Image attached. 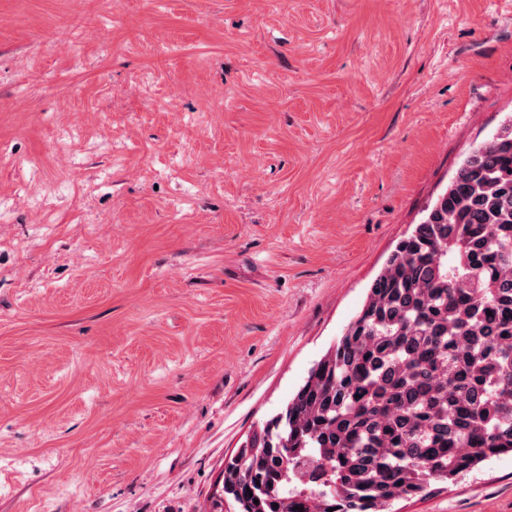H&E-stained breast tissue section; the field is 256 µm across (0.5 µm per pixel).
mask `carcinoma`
I'll return each mask as SVG.
<instances>
[{"label":"carcinoma","instance_id":"carcinoma-1","mask_svg":"<svg viewBox=\"0 0 512 512\" xmlns=\"http://www.w3.org/2000/svg\"><path fill=\"white\" fill-rule=\"evenodd\" d=\"M508 454L512 123L470 151L334 347L225 462L221 499L235 512H391Z\"/></svg>","mask_w":512,"mask_h":512}]
</instances>
